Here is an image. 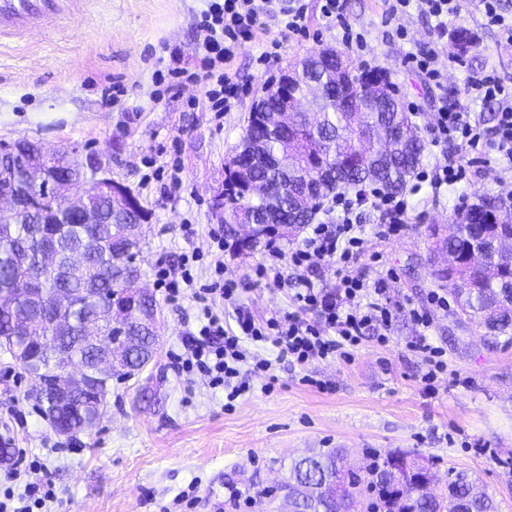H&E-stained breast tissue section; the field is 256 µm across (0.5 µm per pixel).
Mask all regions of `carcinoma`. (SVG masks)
I'll list each match as a JSON object with an SVG mask.
<instances>
[{
  "mask_svg": "<svg viewBox=\"0 0 512 512\" xmlns=\"http://www.w3.org/2000/svg\"><path fill=\"white\" fill-rule=\"evenodd\" d=\"M293 71L295 92L316 87L321 93L317 125L296 112L294 125L271 130L262 114L252 112L243 140L261 141L267 159L243 169L231 162L226 167L224 232L245 254L311 222L305 190L328 198L372 183L397 194L427 148L384 70L353 68L339 77L335 63L314 52ZM368 76L381 79L384 98L364 112L359 88ZM287 137L308 141L295 164L313 173L308 186L293 172L285 175L269 164ZM75 154L67 148L48 162L38 144L23 138L0 160V191L23 193L32 207L0 216V352L23 370L35 371L31 394L49 422L57 415L54 388L61 363L76 359L86 366L90 390L75 400L69 436L95 427L109 394L108 381L98 379L97 354L84 327L96 320L97 302L110 296L120 302L127 290L139 286L145 246L142 232L129 234L126 224H86L60 202L21 184L20 173L28 167L43 169L53 182L61 171L80 177ZM88 191L89 206L108 217L110 199L93 186ZM436 245L457 256L455 275L443 272L440 279L460 311L486 334L512 337V197H481ZM117 336L122 344L133 343L132 360L121 365L120 375L140 373L155 355L154 332L132 316ZM432 467L433 461L418 453L394 451L350 470L332 448L293 460L279 490L286 512H497L480 480L453 467L441 493L398 496L399 484L417 481Z\"/></svg>",
  "mask_w": 512,
  "mask_h": 512,
  "instance_id": "carcinoma-1",
  "label": "carcinoma"
}]
</instances>
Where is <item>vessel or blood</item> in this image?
Listing matches in <instances>:
<instances>
[{
	"instance_id": "b4317fda",
	"label": "vessel or blood",
	"mask_w": 512,
	"mask_h": 512,
	"mask_svg": "<svg viewBox=\"0 0 512 512\" xmlns=\"http://www.w3.org/2000/svg\"><path fill=\"white\" fill-rule=\"evenodd\" d=\"M85 0H0V37H24L79 14Z\"/></svg>"
}]
</instances>
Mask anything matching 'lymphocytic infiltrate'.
I'll use <instances>...</instances> for the list:
<instances>
[{
	"label": "lymphocytic infiltrate",
	"instance_id": "1",
	"mask_svg": "<svg viewBox=\"0 0 512 512\" xmlns=\"http://www.w3.org/2000/svg\"><path fill=\"white\" fill-rule=\"evenodd\" d=\"M274 14L282 16L289 34H301L308 28V12L302 0H207L193 53L187 56L171 50L166 70L156 71L154 82L175 98L182 91L184 78H191L208 87L202 108L217 113L230 110L240 93L230 66L243 44L257 37L261 17ZM468 92L475 98L499 103L497 123L492 133H485L466 97L458 95L436 113L430 142L449 147L448 161L434 165L432 172L417 175L418 181L429 182L436 196L442 188L457 184L463 154L476 150L481 140H489L491 146L484 160L488 169L512 164V89L487 73L472 75ZM332 203L336 221L307 225L304 237L291 249L269 244L270 262L259 269L258 275L273 278L278 287L290 290L292 309L265 321H255L237 307L239 283L225 275L223 253L214 255L217 278L208 284H198L196 274L185 264L157 268V281L166 299L177 304L191 300L198 310L196 330L182 339L181 352L174 357L177 372L196 371L207 376L210 385L223 388L232 401L247 391L241 368L247 360L248 345L274 344L289 362L303 365L347 355L370 335L387 341L392 334L394 311L388 276L380 271L370 276L361 268L367 237L355 212L369 205L376 218L375 237L388 239L406 230L409 201L378 187H363L337 194ZM321 261L336 266L333 287L318 284L309 276ZM285 264L290 274L282 273ZM227 304L234 308L230 325L225 324L222 311ZM56 497L54 484L45 476L26 482L20 496L6 494L0 500V512H42Z\"/></svg>",
	"mask_w": 512,
	"mask_h": 512
}]
</instances>
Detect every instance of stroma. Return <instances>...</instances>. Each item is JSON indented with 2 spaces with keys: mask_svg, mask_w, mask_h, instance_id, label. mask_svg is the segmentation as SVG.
Instances as JSON below:
<instances>
[{
  "mask_svg": "<svg viewBox=\"0 0 512 512\" xmlns=\"http://www.w3.org/2000/svg\"><path fill=\"white\" fill-rule=\"evenodd\" d=\"M205 7V0H93L81 17L31 38L0 39V142L77 147L138 197L147 212L142 284L156 301L158 331L154 359L131 379L113 378L99 424L74 438L52 430L20 366L0 354V445L26 450L48 471L59 497L52 512H211L219 499L224 512H239L223 497L228 486L252 498L246 512H277L276 488L291 460L326 448L343 449L352 464L367 454L416 451L434 461L438 476L452 467L477 476L498 512H512V344L484 337L456 302L431 308L429 336L448 362L431 394L422 382L424 359L408 349L419 334L410 309L430 308L429 294L441 288L443 255L432 228L448 229L460 208L481 195L512 191V166L485 176L484 153L466 155L465 179L440 199L425 184L406 188L411 224L401 236L373 240L372 251L396 274L389 343L368 338L352 360L304 365L279 359L272 344L252 347V355L272 361L274 374L245 373L250 390L229 409L223 389L174 371L169 353L195 328L197 311L188 301L168 304L154 285L156 260L179 262L190 247L205 255L212 234L223 232L225 166L256 101L279 75L320 49L361 65L335 24L322 18L319 0H309L306 34L283 35L269 16L264 33L242 47L233 70L246 92L232 111L218 117L193 110L189 102L203 97L202 85L190 82L181 97H162L152 76L167 63L168 49L193 52ZM345 16L366 35L370 67L387 72L420 128L432 122L448 90L464 91L473 72L494 69L512 86V39L484 26L478 0H458L441 32L415 12L386 19L384 0H346ZM397 27L405 41L390 40ZM461 28L475 41L452 64L446 52ZM273 40L280 59L267 69L257 59ZM433 45L444 49L442 86L401 63L407 49ZM108 83L126 89V111L103 104ZM185 224L196 228L189 243ZM267 258L264 249L247 259L224 250L225 269L241 282L238 303L258 320L289 309L284 290L254 275Z\"/></svg>",
  "mask_w": 512,
  "mask_h": 512,
  "instance_id": "stroma-1",
  "label": "stroma"
}]
</instances>
